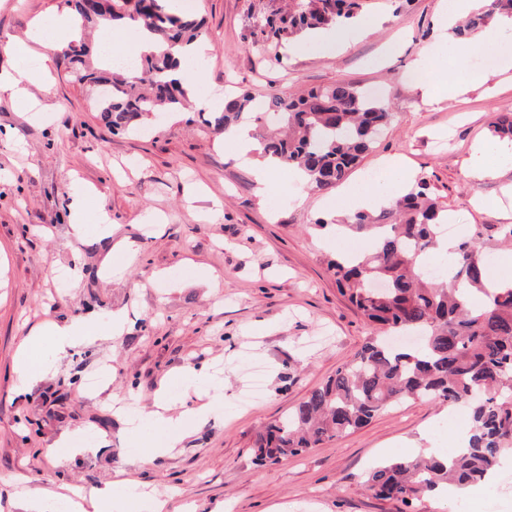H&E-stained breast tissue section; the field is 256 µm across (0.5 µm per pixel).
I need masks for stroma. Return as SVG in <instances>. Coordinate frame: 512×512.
Returning <instances> with one entry per match:
<instances>
[{"label":"stroma","instance_id":"stroma-1","mask_svg":"<svg viewBox=\"0 0 512 512\" xmlns=\"http://www.w3.org/2000/svg\"><path fill=\"white\" fill-rule=\"evenodd\" d=\"M356 2V15L375 24L371 35L330 56L292 58L291 33L273 43L263 31L288 0H178L208 30L203 93L246 90L261 100L337 83L376 93L393 118L349 182L396 156L428 181L455 237L512 224V158H495L498 177L476 184L463 170L473 143L490 140L494 115L512 112V78L434 106L406 74L423 46L451 36L444 0ZM64 11L61 0H0V71L18 65L12 44L26 40L34 18ZM393 43L398 52L385 55ZM49 57L48 83L29 89L35 109L0 94V512H26L31 495L71 487L87 495L124 479L167 499L170 512H406L370 495L363 477L423 448L455 450L469 421H450L451 405L404 401L304 454L264 466L255 456L265 428L371 333L327 264L332 254L364 249V237L327 236L317 226L322 192L308 189L296 202L284 172L262 208L250 162L228 160L197 109L162 115L137 134L112 133L59 53ZM76 197L86 210L80 239L70 230ZM102 211L111 220L106 235ZM118 309L130 317L122 335L100 334L61 356L43 347L42 376L16 391L14 357L33 328L103 325ZM193 364L214 372L221 419L198 418L167 453L141 456L114 403L144 416L160 384ZM254 364L265 368V392L251 399ZM104 370L109 379L89 387ZM68 437L76 452L54 453Z\"/></svg>","mask_w":512,"mask_h":512}]
</instances>
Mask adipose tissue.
<instances>
[{
  "label": "adipose tissue",
  "instance_id": "adipose-tissue-1",
  "mask_svg": "<svg viewBox=\"0 0 512 512\" xmlns=\"http://www.w3.org/2000/svg\"><path fill=\"white\" fill-rule=\"evenodd\" d=\"M373 30L372 23L339 24L333 30L312 29L292 41L288 52L292 55L336 53L355 37H366ZM502 24H492L475 32L470 47H446L440 44L427 47L416 62V70L431 71L432 77L421 82L420 87L431 103L439 105L458 99L468 87L488 84L493 78L512 73V51L502 48ZM485 52L493 59L491 67L476 66L475 53ZM413 172L399 158L388 156L380 160L376 177L350 185L337 186L333 197L327 199V211L354 212L367 210L393 201L414 183ZM97 325L74 321L66 326L46 322L28 341L27 349L14 362V372L20 388H28L38 377L36 354L44 344H51L55 354L62 355L76 344L98 334ZM200 410L186 408L172 413L170 405H161L151 412L148 419L131 418L128 422L133 440H140L145 428L160 430L161 436L147 449L148 455H160L200 417Z\"/></svg>",
  "mask_w": 512,
  "mask_h": 512
}]
</instances>
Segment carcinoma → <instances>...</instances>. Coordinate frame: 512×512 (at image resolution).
Listing matches in <instances>:
<instances>
[{
    "label": "carcinoma",
    "instance_id": "carcinoma-1",
    "mask_svg": "<svg viewBox=\"0 0 512 512\" xmlns=\"http://www.w3.org/2000/svg\"><path fill=\"white\" fill-rule=\"evenodd\" d=\"M78 37L62 51L75 80L94 94L93 107L112 131L129 132L145 119L180 112L197 89L173 76L194 56L186 47L204 39V21L177 14L169 0H112L105 14L84 0H64ZM353 0H297L286 16L265 19L267 38L285 30H303L355 19ZM497 14L512 16V0H488L466 24L460 37ZM133 23L153 35L155 47L138 54L139 67L116 63L104 45L87 42L88 28L108 30ZM277 118L276 133L256 132L264 154L305 172L319 190L343 183L370 149L392 112L382 97L351 84L312 88L299 97L273 96L261 104ZM256 110L248 92L228 96L224 110L210 112L204 123L224 133L246 122ZM492 137L512 141V112L491 122ZM446 210L425 179L377 212L358 211L336 225L364 233L367 251L328 260L343 295L373 325L391 333L414 334L410 349L387 346L370 336L354 356L324 384L312 390L282 421L267 428L256 455L260 461L295 456L353 432L395 402L437 399L466 405L470 411L468 447L442 460L421 454L411 460L385 461L365 479L373 495L406 506L448 486L477 488L495 475L512 453V287L488 291L489 260L484 237L512 243V224H485L460 241L448 263L453 283L426 276L423 256L441 238ZM486 300L475 305L469 292Z\"/></svg>",
    "mask_w": 512,
    "mask_h": 512
}]
</instances>
